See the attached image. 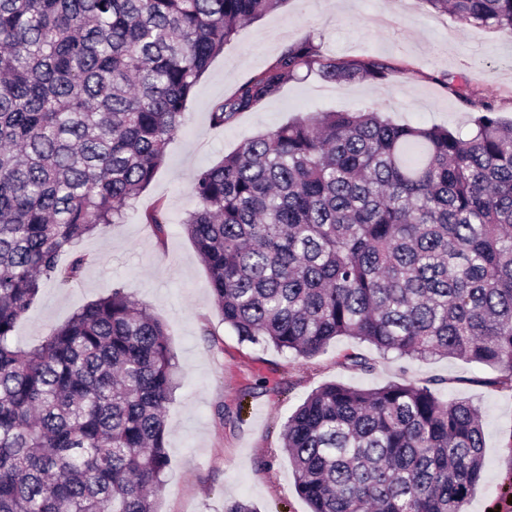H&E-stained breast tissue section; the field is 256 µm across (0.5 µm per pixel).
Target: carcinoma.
Masks as SVG:
<instances>
[{
    "mask_svg": "<svg viewBox=\"0 0 512 512\" xmlns=\"http://www.w3.org/2000/svg\"><path fill=\"white\" fill-rule=\"evenodd\" d=\"M281 2L0 0V512H157L179 372L165 324L116 287L32 348L13 336L46 282L80 278L74 243L119 223L150 184L224 44ZM427 2L512 37V0ZM395 71L304 38L210 123L235 125L306 74ZM438 82L474 105L464 76ZM192 194L185 231L242 340L306 358L342 336L449 355L512 390V121L494 102L465 137L376 110L296 118L245 139ZM147 223L164 234L161 206ZM439 385L312 392L283 433L311 512H463L484 431Z\"/></svg>",
    "mask_w": 512,
    "mask_h": 512,
    "instance_id": "obj_1",
    "label": "carcinoma"
}]
</instances>
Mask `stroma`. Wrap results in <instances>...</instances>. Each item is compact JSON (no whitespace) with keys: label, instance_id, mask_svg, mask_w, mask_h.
<instances>
[{"label":"stroma","instance_id":"1","mask_svg":"<svg viewBox=\"0 0 512 512\" xmlns=\"http://www.w3.org/2000/svg\"><path fill=\"white\" fill-rule=\"evenodd\" d=\"M305 37L337 58L378 56L396 72L383 83H333L312 74L236 125H211L214 104ZM463 70L473 99L494 101L511 119L512 38L436 12L427 0H287L241 26L200 80L182 133L123 221L74 244L89 258L82 278L48 281L18 322L14 344L34 346L119 286L165 324L181 385L166 408L171 465L159 512H224L235 500L252 502L259 512H309L282 452L283 426L296 407L328 383L371 389L431 379L441 380L444 398L469 402L483 423V479L464 512H512V448L504 445L512 433V392L490 386L496 369L449 356L401 358L348 337L312 358L243 341L214 306L208 272L181 225L195 206L191 186L199 171L298 115L371 108L399 123L469 129L475 107L457 102L438 82ZM157 204L169 217L161 238L147 222ZM348 352L369 359L371 370L346 368Z\"/></svg>","mask_w":512,"mask_h":512}]
</instances>
